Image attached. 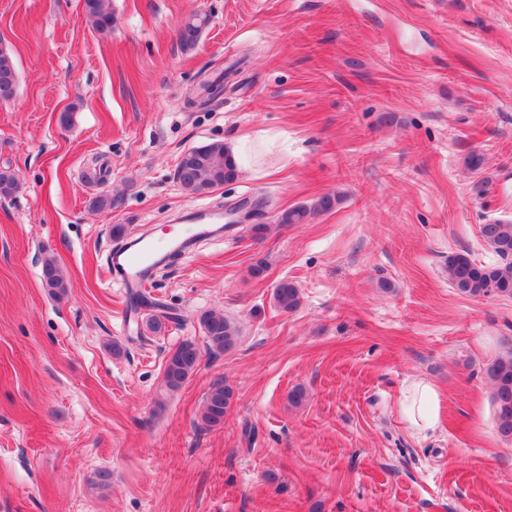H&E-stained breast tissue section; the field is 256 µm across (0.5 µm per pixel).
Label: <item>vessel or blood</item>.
I'll return each mask as SVG.
<instances>
[{"label": "vessel or blood", "instance_id": "b4317fda", "mask_svg": "<svg viewBox=\"0 0 512 512\" xmlns=\"http://www.w3.org/2000/svg\"><path fill=\"white\" fill-rule=\"evenodd\" d=\"M215 215L211 212L195 214L181 231L163 241L145 235L135 245L114 247L110 255L109 273L120 280L128 292L135 293L150 283L159 260L173 252L190 250L198 239L216 236L217 231L210 222Z\"/></svg>", "mask_w": 512, "mask_h": 512}]
</instances>
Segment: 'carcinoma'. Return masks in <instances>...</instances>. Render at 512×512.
Returning a JSON list of instances; mask_svg holds the SVG:
<instances>
[{
	"label": "carcinoma",
	"instance_id": "carcinoma-1",
	"mask_svg": "<svg viewBox=\"0 0 512 512\" xmlns=\"http://www.w3.org/2000/svg\"><path fill=\"white\" fill-rule=\"evenodd\" d=\"M87 18L100 32L112 28L113 15L109 0H85ZM207 15H191L183 21L187 35L179 38L185 49L194 47L201 30L208 27ZM17 66L11 52L0 48V99L15 97L17 89ZM238 178L236 164L224 143L213 141L190 149L175 170V179L180 187L190 194H205ZM20 189V180L10 167L0 168V198L15 195ZM340 202L338 195H323L310 206L297 205L277 214L279 224H304L311 216L332 211ZM480 234L485 245L496 255L497 262L484 264L472 259L468 252L448 256L445 272L448 281L462 294L470 297H496L512 299V221L496 219L481 225ZM42 282L48 292L57 299L68 293L69 283L55 258L46 255L42 260ZM136 304L149 310L148 329L160 334L168 323L177 317L164 310L158 302L138 294ZM273 300L283 312L297 310L301 303L300 289L287 279H281L273 289ZM205 340V348L192 341L180 343L169 355L164 377L171 389L185 383L198 367L202 350L213 355L228 353L238 343V327L221 312L209 311L199 318ZM496 406L498 436L512 441V350L498 358L486 369ZM233 389L222 380L215 381L208 390L201 409L200 420L204 427H217L231 409Z\"/></svg>",
	"mask_w": 512,
	"mask_h": 512
}]
</instances>
